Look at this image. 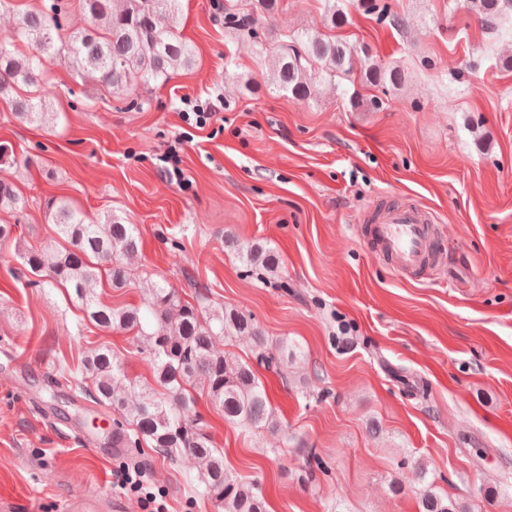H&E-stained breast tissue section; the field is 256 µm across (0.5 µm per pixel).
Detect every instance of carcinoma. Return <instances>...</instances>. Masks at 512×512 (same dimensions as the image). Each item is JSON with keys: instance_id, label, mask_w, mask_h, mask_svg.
Listing matches in <instances>:
<instances>
[{"instance_id": "cac0c4a2", "label": "carcinoma", "mask_w": 512, "mask_h": 512, "mask_svg": "<svg viewBox=\"0 0 512 512\" xmlns=\"http://www.w3.org/2000/svg\"><path fill=\"white\" fill-rule=\"evenodd\" d=\"M181 0H78L87 20L81 30L64 31L62 17L68 0H50L18 17L14 35L0 37V96L14 92L8 103L32 124L46 125L47 99L54 88L46 79L48 66L68 67L73 76L97 74L105 87L134 91L164 83L193 63L194 48L180 31ZM485 20L504 26L512 0H475ZM344 0H324L325 27L346 22ZM280 0H225L224 29L252 42L267 53L264 20L275 17ZM368 11L380 22L403 26L385 3L369 0ZM354 46L313 28H285L276 35L272 65L264 83L271 94L310 102L319 86L330 84L336 94L357 109L378 108L379 97L364 101L343 85L354 69ZM233 53L224 54V78L235 82L242 95L255 91L251 78L230 72ZM404 74L394 65L364 61L360 82L387 89L402 84ZM24 204L14 183L0 179V210ZM61 241L40 247L14 249L26 283L38 288L62 287L83 313L74 335L81 336L85 322L107 330L136 331L138 353L152 369L158 388L143 387L130 379L112 347L102 344L82 361L83 381L75 390L93 403L112 409V444L135 451L147 446L174 461L183 456L198 464L195 487L203 497L219 503L224 512H267L261 482H241L224 466V451L214 445L208 424L196 412V389L206 393L224 420L244 428L274 427L265 385L253 365L216 347V338L249 336L256 364L278 368L288 360V343L268 345L254 318L224 306L208 314L183 299L179 290L158 282L142 288L139 306L112 307L97 293L103 282L124 288L130 274L124 258L139 246L137 225L125 224L111 214L89 219L64 198L46 203ZM419 512H468L427 482Z\"/></svg>"}]
</instances>
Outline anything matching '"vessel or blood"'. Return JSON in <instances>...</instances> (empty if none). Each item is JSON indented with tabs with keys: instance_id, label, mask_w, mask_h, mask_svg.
I'll return each mask as SVG.
<instances>
[{
	"instance_id": "obj_1",
	"label": "vessel or blood",
	"mask_w": 512,
	"mask_h": 512,
	"mask_svg": "<svg viewBox=\"0 0 512 512\" xmlns=\"http://www.w3.org/2000/svg\"><path fill=\"white\" fill-rule=\"evenodd\" d=\"M435 215L415 203H385L364 220L367 247L402 274H419L439 257Z\"/></svg>"
}]
</instances>
